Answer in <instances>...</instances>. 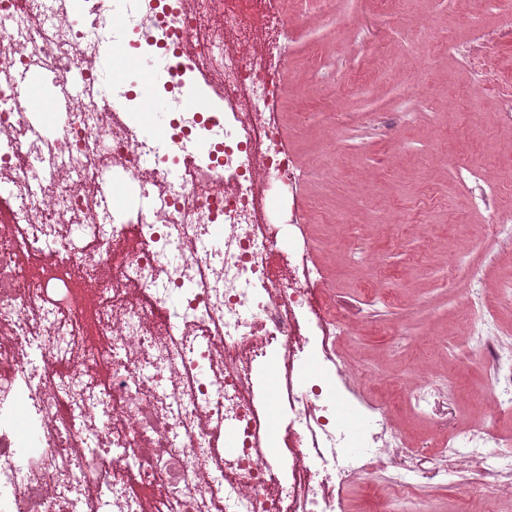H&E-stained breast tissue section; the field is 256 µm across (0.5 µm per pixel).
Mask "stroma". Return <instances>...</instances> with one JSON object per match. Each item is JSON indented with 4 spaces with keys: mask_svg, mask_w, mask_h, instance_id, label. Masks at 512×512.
<instances>
[{
    "mask_svg": "<svg viewBox=\"0 0 512 512\" xmlns=\"http://www.w3.org/2000/svg\"><path fill=\"white\" fill-rule=\"evenodd\" d=\"M333 12L288 0L295 28L288 68L272 117L296 162L295 209L303 228L285 224L283 248L311 239L308 257L320 271L317 288L353 314L351 335L336 339L337 358L356 369L337 394L342 420L364 430L351 407L385 401L422 346L435 379L424 424L411 410L394 423L413 450L426 449L437 478L421 482L420 512H454L467 500L492 512H512V500L491 499L461 465L440 450L449 433L477 413L467 393L483 385L462 343L466 306L493 311L502 330L494 351L512 353V306L498 285L512 277V247L489 236L492 212L512 211V15L499 0H335ZM465 260L478 268L479 287L447 276ZM392 295L367 286L379 270ZM379 368L380 379L366 377ZM268 432L287 422L286 396L272 373L255 382ZM394 473L379 462L345 485L346 512H373L374 493H389Z\"/></svg>",
    "mask_w": 512,
    "mask_h": 512,
    "instance_id": "stroma-1",
    "label": "stroma"
}]
</instances>
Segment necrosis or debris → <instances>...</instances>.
<instances>
[{"mask_svg":"<svg viewBox=\"0 0 512 512\" xmlns=\"http://www.w3.org/2000/svg\"><path fill=\"white\" fill-rule=\"evenodd\" d=\"M289 22L286 0H0V212L23 231L0 235V512H344L348 448L387 455L392 498L414 512L415 454L391 416L423 411L432 379L374 408L371 435L342 429L331 387L351 377L336 360L348 322L259 219L267 193L296 180L268 114ZM266 29L263 54H240ZM114 49L160 69L163 140L140 138L108 101L135 105L138 74L101 93L97 61ZM30 70L65 99V135L43 134L15 79ZM194 84L217 107L187 104ZM115 182L153 208L128 219L106 205ZM309 353L335 384L299 379ZM268 360L290 380L273 456L252 391ZM21 392L23 421L8 408ZM485 397L488 414L448 446L492 488L483 450L500 441L512 371Z\"/></svg>","mask_w":512,"mask_h":512,"instance_id":"necrosis-or-debris-1","label":"necrosis or debris"}]
</instances>
